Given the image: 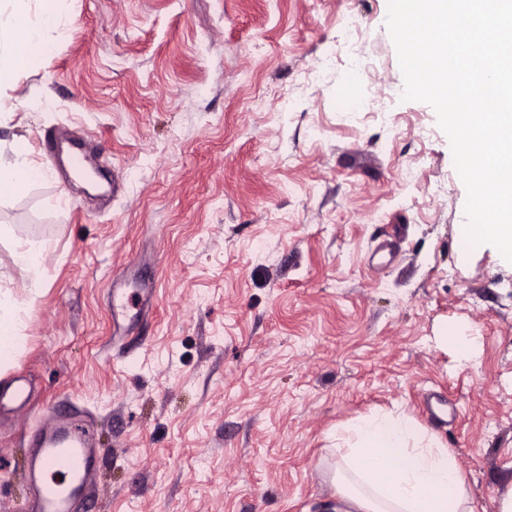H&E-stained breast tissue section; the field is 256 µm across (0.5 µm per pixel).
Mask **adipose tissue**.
Segmentation results:
<instances>
[{
	"mask_svg": "<svg viewBox=\"0 0 512 512\" xmlns=\"http://www.w3.org/2000/svg\"><path fill=\"white\" fill-rule=\"evenodd\" d=\"M76 22L67 0H0V91L15 87L22 72L50 55ZM0 161V200L21 193L46 173L18 140ZM25 301L0 289V369L19 352ZM341 454L337 494L349 512H474L461 470L447 449L397 411H375L336 436Z\"/></svg>",
	"mask_w": 512,
	"mask_h": 512,
	"instance_id": "adipose-tissue-1",
	"label": "adipose tissue"
}]
</instances>
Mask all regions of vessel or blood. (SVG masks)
<instances>
[{
  "label": "vessel or blood",
  "mask_w": 512,
  "mask_h": 512,
  "mask_svg": "<svg viewBox=\"0 0 512 512\" xmlns=\"http://www.w3.org/2000/svg\"><path fill=\"white\" fill-rule=\"evenodd\" d=\"M152 296L149 288L130 292L124 283H113L111 312L117 335L127 334L139 317L149 312ZM95 462V452L83 434L75 430L62 432L55 427L45 431L31 461L35 512H74L75 497L85 491ZM46 467L63 470L69 479L68 486L63 488L42 482L40 472Z\"/></svg>",
  "instance_id": "obj_1"
}]
</instances>
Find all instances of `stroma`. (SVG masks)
I'll return each instance as SVG.
<instances>
[{"label":"stroma","mask_w":512,"mask_h":512,"mask_svg":"<svg viewBox=\"0 0 512 512\" xmlns=\"http://www.w3.org/2000/svg\"><path fill=\"white\" fill-rule=\"evenodd\" d=\"M52 55L0 95V143L48 173L0 202L47 242L0 410V512L58 419L97 470L75 512H325L336 430L403 411L477 512L512 489V264L460 259L467 191L403 99L389 0H68ZM86 141L102 195L52 174ZM149 284L113 333L112 280ZM473 345L463 359L455 336Z\"/></svg>","instance_id":"stroma-1"}]
</instances>
